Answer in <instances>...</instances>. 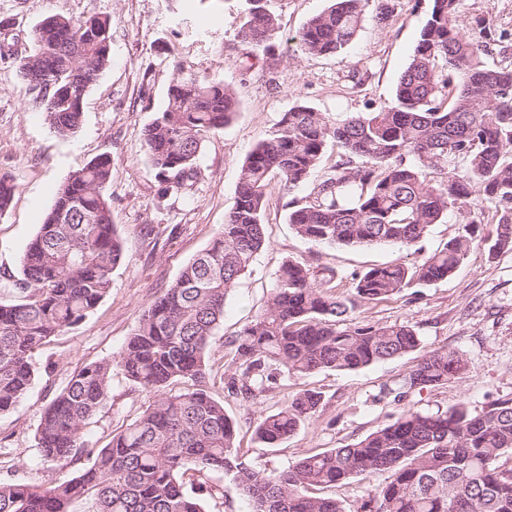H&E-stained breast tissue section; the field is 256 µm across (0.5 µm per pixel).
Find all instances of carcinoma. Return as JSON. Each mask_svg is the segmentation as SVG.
Segmentation results:
<instances>
[{
  "label": "carcinoma",
  "instance_id": "cac0c4a2",
  "mask_svg": "<svg viewBox=\"0 0 512 512\" xmlns=\"http://www.w3.org/2000/svg\"><path fill=\"white\" fill-rule=\"evenodd\" d=\"M368 0H332L299 32L303 50L329 55L356 36ZM112 19L52 15L36 24L32 48L18 61L37 93L33 106L61 136L81 126L84 98L111 63ZM276 18L252 3L239 38L246 54L276 57ZM512 36L474 42L459 22V0H433L417 45L395 88L377 112L335 120L306 104L283 113L270 136L241 165L232 206L220 232L145 309L114 362L154 399L103 448L83 440L87 421L107 402L112 362L87 365L46 407L36 445L44 461L91 463L46 487L0 480V512H69L92 496L96 512H206L199 492L210 474L232 477L253 512H346L340 500L314 493L357 475L388 473L362 498L358 512H512V399L473 415L461 404L429 413L407 409L355 444L309 454L281 471L258 469L238 455L236 427L208 388L207 352L224 320L229 292L264 244L262 213L279 178L288 194L322 170L328 142L339 160L312 192L285 203L296 234L317 245L391 244L409 250L430 227L476 200L495 203L498 231L489 253L512 249V67H492L491 45L508 51ZM239 99L220 77L180 65L166 105L145 130L148 161L161 197L192 186L207 135L233 121ZM448 164L432 182L425 170ZM112 157L102 154L57 190L27 245L17 280L19 300L0 304V414L10 412L35 376V351L74 327L104 299L122 247L110 217L106 187ZM15 192L0 175V216ZM471 222L445 246L412 265L393 262L351 275L358 299L374 302L412 285L441 281L478 245ZM344 276L287 260L266 308L225 341L233 352L228 394L254 402L284 376L321 369L351 372L420 348L415 329L347 322L350 307L336 297ZM466 359L433 353L380 391L400 402L414 389L459 377ZM181 383L178 393L169 387ZM321 395L295 394L260 416L257 439L275 446L316 412Z\"/></svg>",
  "mask_w": 512,
  "mask_h": 512
}]
</instances>
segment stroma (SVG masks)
<instances>
[{"instance_id": "stroma-1", "label": "stroma", "mask_w": 512, "mask_h": 512, "mask_svg": "<svg viewBox=\"0 0 512 512\" xmlns=\"http://www.w3.org/2000/svg\"><path fill=\"white\" fill-rule=\"evenodd\" d=\"M388 3L386 22H378L374 6H367L349 45L314 56L302 52L297 35L330 0H267L278 23V58L269 62L249 61L242 54L244 0H0V20H11L25 36L56 14L112 19L111 64L89 88L74 136H59L44 114L30 107L33 93L17 63L0 60V174L15 183L11 206L0 217V303L16 300L14 277L21 258L59 186L104 153L112 157L106 194L123 249L107 296L81 324L36 350L27 395L0 415V479L45 486L87 467L84 458L64 465L39 459L35 435L45 408L74 372L113 360L151 300L212 242L232 205L243 161L268 138L284 112L305 103L342 120L392 100L432 0ZM459 20L466 36L477 42L490 31L512 32V0H460ZM178 63L202 76L222 77L237 90L240 110L204 141L190 191L161 198L147 161L144 131L165 105ZM311 190L306 184L287 196L279 186L271 187L263 212L266 243L229 293L224 321L208 349L209 390L223 400L237 425L239 455L257 468L279 471L309 453L355 444L404 409L443 412L462 403L479 414L495 401L512 399V250L488 251L487 241L496 235L494 204L449 213L432 225L418 253L388 244L328 247L299 237L287 219V198ZM470 222L480 225L484 241L455 274L429 287L415 285L381 301L356 303L349 313L355 322L413 325L421 339L418 350L353 372L319 370L290 377L254 404L228 395L224 378L232 353L224 341L265 309L286 260L336 268L345 277L336 293L348 297L347 275L397 260L415 263ZM433 351L462 354L468 364L465 374L438 388L414 390L397 404L378 400L383 386ZM307 389L322 395L316 412L276 447L260 444L255 437L260 414ZM152 397L113 370L110 398L86 425L85 439L104 447Z\"/></svg>"}]
</instances>
